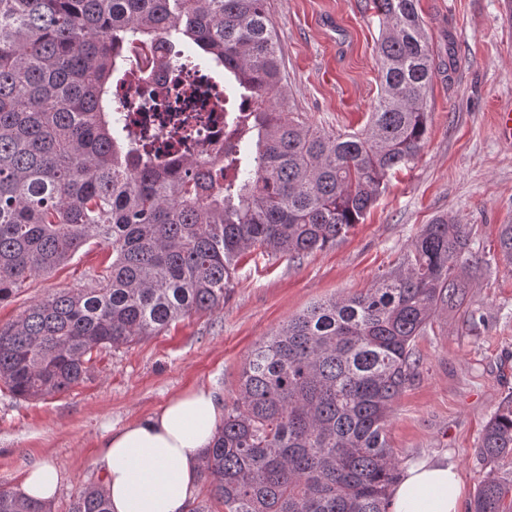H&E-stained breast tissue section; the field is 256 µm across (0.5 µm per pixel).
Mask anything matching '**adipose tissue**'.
<instances>
[{"label": "adipose tissue", "instance_id": "ef3b65f1", "mask_svg": "<svg viewBox=\"0 0 512 512\" xmlns=\"http://www.w3.org/2000/svg\"><path fill=\"white\" fill-rule=\"evenodd\" d=\"M223 415L221 399L202 386L154 415L109 430L94 464L111 512H188L199 491L200 453L210 445ZM61 484L58 468L44 462L27 472L20 492L47 503ZM461 495L453 466L420 460L391 488L388 512H460Z\"/></svg>", "mask_w": 512, "mask_h": 512}]
</instances>
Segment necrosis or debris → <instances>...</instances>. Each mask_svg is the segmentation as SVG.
Returning a JSON list of instances; mask_svg holds the SVG:
<instances>
[{
    "label": "necrosis or debris",
    "mask_w": 512,
    "mask_h": 512,
    "mask_svg": "<svg viewBox=\"0 0 512 512\" xmlns=\"http://www.w3.org/2000/svg\"><path fill=\"white\" fill-rule=\"evenodd\" d=\"M169 52L160 40L135 55L117 94L129 112L130 132L155 157H197L224 142L226 94L200 69L158 68L157 59Z\"/></svg>",
    "instance_id": "1"
}]
</instances>
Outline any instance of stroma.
I'll use <instances>...</instances> for the list:
<instances>
[{
	"label": "stroma",
	"mask_w": 512,
	"mask_h": 512,
	"mask_svg": "<svg viewBox=\"0 0 512 512\" xmlns=\"http://www.w3.org/2000/svg\"><path fill=\"white\" fill-rule=\"evenodd\" d=\"M506 0H420L435 53L428 132L418 157L392 175L360 224L297 260L248 254L224 305L172 322L158 335L103 352L89 379L68 392L20 400L0 384V488L19 490L34 465L63 477L52 512L102 481L93 461L107 429L158 412L207 387L230 401L254 345L315 302L368 288L397 263L438 215L468 225L484 276L462 308L444 311L418 338L420 369L387 426L403 464L444 459L471 502L488 468L475 454L498 402L512 393V266L498 258L512 224V147L495 112L512 105V10ZM283 61L282 84L297 112L333 132L366 126L379 95V19L371 0H270ZM106 245L85 247L53 274L28 280L0 304V323L47 293L93 285L109 263Z\"/></svg>",
	"instance_id": "35a3bbf8"
}]
</instances>
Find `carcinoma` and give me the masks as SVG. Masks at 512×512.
I'll use <instances>...</instances> for the list:
<instances>
[{"label": "carcinoma", "instance_id": "cac0c4a2", "mask_svg": "<svg viewBox=\"0 0 512 512\" xmlns=\"http://www.w3.org/2000/svg\"><path fill=\"white\" fill-rule=\"evenodd\" d=\"M418 0H373L380 97L366 127L333 133L283 110L267 0H0V303L90 244L112 249L95 285L49 293L0 325V382L44 399L87 379L101 352L224 304L248 253L299 259L364 217L421 151L434 53ZM164 39L231 74L232 176L160 161L128 137L112 84L133 52ZM465 224L423 225L369 288L314 304L247 356L224 421L201 453L206 496L224 512H387L401 461L387 425L418 373L416 339L459 305L478 268ZM499 249L512 264V224ZM477 454L512 456V395ZM0 512H51L0 489ZM68 512H111L99 485ZM470 512H512V478L488 474Z\"/></svg>", "mask_w": 512, "mask_h": 512}]
</instances>
